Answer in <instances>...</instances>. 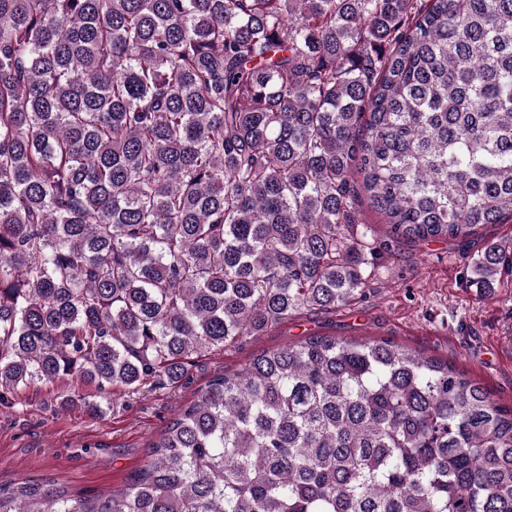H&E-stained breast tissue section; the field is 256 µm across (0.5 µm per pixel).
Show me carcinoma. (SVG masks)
<instances>
[{
	"label": "carcinoma",
	"mask_w": 512,
	"mask_h": 512,
	"mask_svg": "<svg viewBox=\"0 0 512 512\" xmlns=\"http://www.w3.org/2000/svg\"><path fill=\"white\" fill-rule=\"evenodd\" d=\"M361 196L415 242L512 220V0H0V404L350 300ZM151 448L0 512H512V410L388 341L264 351Z\"/></svg>",
	"instance_id": "cac0c4a2"
}]
</instances>
